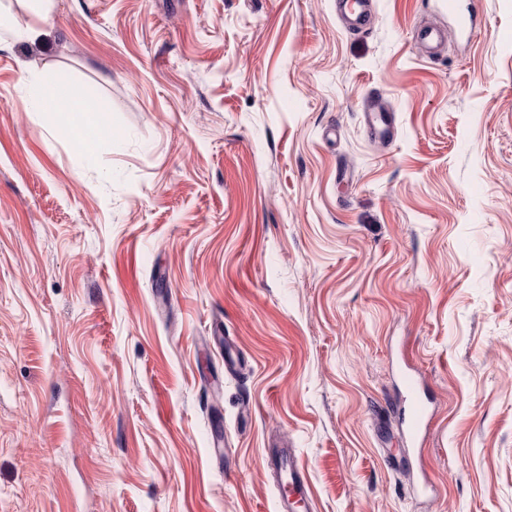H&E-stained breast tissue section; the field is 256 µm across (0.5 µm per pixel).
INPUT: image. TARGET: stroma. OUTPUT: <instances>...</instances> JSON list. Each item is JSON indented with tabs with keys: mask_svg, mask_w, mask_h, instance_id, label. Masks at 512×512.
I'll return each instance as SVG.
<instances>
[{
	"mask_svg": "<svg viewBox=\"0 0 512 512\" xmlns=\"http://www.w3.org/2000/svg\"><path fill=\"white\" fill-rule=\"evenodd\" d=\"M335 2L0 0V512H512V0ZM336 2L341 6L352 26L359 31H366L370 24V19L366 12L368 0H336ZM443 2L448 11V18L455 21L454 36L456 38L462 36L469 38L473 32L472 15L470 13L465 15L461 12L458 0H443ZM417 37L428 53L435 54L448 40V33L437 26L422 24L417 29ZM364 123L368 134L380 141L390 136L389 113L383 109L371 106L364 112ZM403 433L406 441L414 445L429 421V409L417 378L407 374L402 380ZM265 465L278 483L277 512H309L310 494L307 488L306 470L292 448H279L276 453L268 452ZM288 483V494L284 485Z\"/></svg>",
	"mask_w": 512,
	"mask_h": 512,
	"instance_id": "1",
	"label": "stroma"
}]
</instances>
